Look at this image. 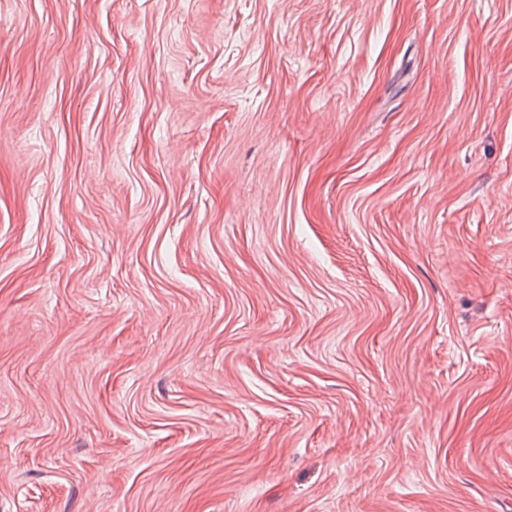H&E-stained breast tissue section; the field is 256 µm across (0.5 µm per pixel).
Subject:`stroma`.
I'll return each mask as SVG.
<instances>
[{
	"label": "stroma",
	"mask_w": 512,
	"mask_h": 512,
	"mask_svg": "<svg viewBox=\"0 0 512 512\" xmlns=\"http://www.w3.org/2000/svg\"><path fill=\"white\" fill-rule=\"evenodd\" d=\"M0 512H512V0H0Z\"/></svg>",
	"instance_id": "1"
}]
</instances>
